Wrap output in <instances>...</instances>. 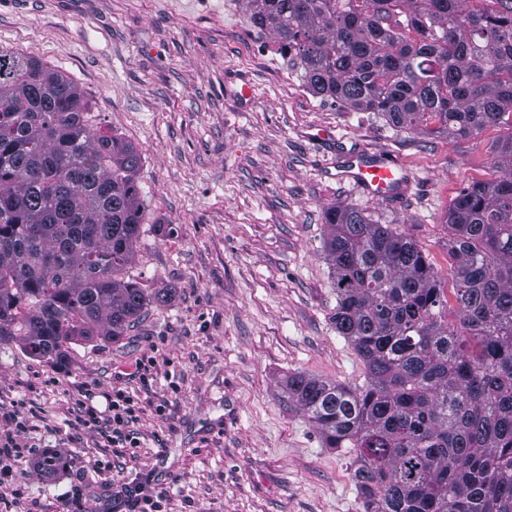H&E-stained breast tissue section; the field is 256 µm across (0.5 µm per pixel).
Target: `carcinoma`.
<instances>
[{
    "label": "carcinoma",
    "instance_id": "carcinoma-1",
    "mask_svg": "<svg viewBox=\"0 0 512 512\" xmlns=\"http://www.w3.org/2000/svg\"><path fill=\"white\" fill-rule=\"evenodd\" d=\"M245 10L314 95L421 135L512 130V0ZM495 150L501 175L448 209L449 288L391 224L326 212L336 332L367 380L296 373L284 388L325 447L354 450L364 512H512V133ZM140 164L74 83L0 50V343L62 367L68 344L116 342L171 297L126 278L145 216Z\"/></svg>",
    "mask_w": 512,
    "mask_h": 512
}]
</instances>
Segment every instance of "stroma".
I'll return each instance as SVG.
<instances>
[{
    "label": "stroma",
    "instance_id": "obj_1",
    "mask_svg": "<svg viewBox=\"0 0 512 512\" xmlns=\"http://www.w3.org/2000/svg\"><path fill=\"white\" fill-rule=\"evenodd\" d=\"M244 11L241 0H0V48L61 72L104 131L137 147L146 216L127 275L177 289L119 342L70 345L62 367L0 344V415L24 416L35 453L65 461L51 476L15 465L0 497L20 485L21 512H64L78 484L94 512H112L113 486L144 473L165 512H363L352 456L323 447L283 393L298 372L366 382L332 321L324 213L395 224L448 277V208L497 176L490 147L508 130L419 136L314 96ZM367 152L401 162L404 194L376 201L338 179ZM147 358L144 384L133 372ZM117 387L141 406L133 457L106 456L76 424L89 405L108 419Z\"/></svg>",
    "mask_w": 512,
    "mask_h": 512
}]
</instances>
